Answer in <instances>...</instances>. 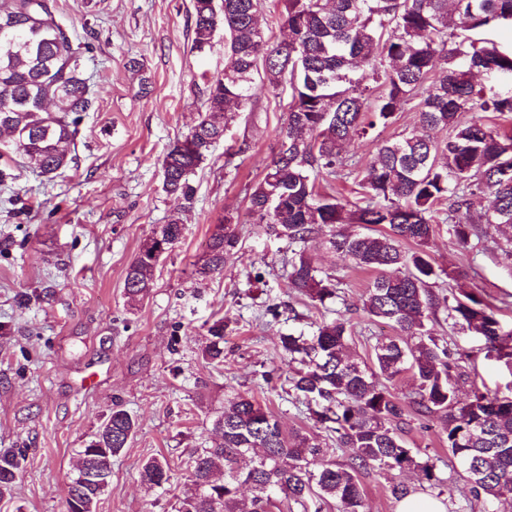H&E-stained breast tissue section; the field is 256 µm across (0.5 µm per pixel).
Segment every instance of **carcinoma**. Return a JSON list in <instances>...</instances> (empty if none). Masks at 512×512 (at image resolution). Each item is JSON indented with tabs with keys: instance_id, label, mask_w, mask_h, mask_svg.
I'll use <instances>...</instances> for the list:
<instances>
[{
	"instance_id": "obj_1",
	"label": "carcinoma",
	"mask_w": 512,
	"mask_h": 512,
	"mask_svg": "<svg viewBox=\"0 0 512 512\" xmlns=\"http://www.w3.org/2000/svg\"><path fill=\"white\" fill-rule=\"evenodd\" d=\"M195 0L194 48L211 47L217 26L224 27V74L206 87L198 122L163 157V188L187 206L195 201L192 176L214 143L224 138L230 107L252 97L256 75L276 88L288 82L291 100L281 142L288 157L274 158L250 195L259 220L280 226L290 243H301L289 261V287L320 304L339 297L336 279L322 270L305 244L323 237L329 253L376 272L363 302L372 319L392 324L401 335L380 338L373 367L345 354L351 336L341 314L322 322L311 336L280 337L289 368V391L336 448L353 450L348 463L328 455L318 435L301 429L285 432L272 411L251 396L225 399L214 421L220 441L192 456L191 492L177 512H273L284 502L304 512H364L359 482L363 471L391 476L422 473L428 487L441 479L402 438L414 414L439 424L457 462L456 475L469 495L483 500L486 512L512 500V395L474 388L466 401L457 394L458 359L426 328L435 300V280L450 271L433 265L426 247L434 235L436 205L448 203V223L458 245L475 234L468 196L489 192L494 205L479 221L495 229L512 226V134L489 126L483 113H512V50L463 31L512 25V0H283L277 17L287 38L268 44L257 27L262 0H224V13ZM52 0H0V141L10 152L35 165L50 181L73 160L79 126L95 105L82 62L93 44L73 39L52 11ZM486 73L507 86H476ZM418 100L425 133L383 142L358 185L365 205H349L336 196L332 181L343 172L345 146L387 126L398 109ZM475 113L467 124L458 114ZM450 129L440 139L437 132ZM326 190L319 191V179ZM350 224L371 227L352 234ZM165 250L183 237L178 216L159 225ZM413 242L414 249L404 243ZM238 236L232 218L216 226L207 251L194 264L209 276L224 268ZM141 243L127 267L124 288L131 300L151 290L156 265L144 258ZM452 325L482 340L486 356L512 371V329L489 303L472 292L452 296L447 305ZM202 350L208 361H224V318L208 328ZM415 380L401 401L379 378L392 382L403 373ZM135 420L114 409L81 451L94 467L111 472L112 458L128 445ZM23 450L0 451V500L13 494ZM164 458L147 460L142 481L163 488L170 480ZM251 486L249 502L240 488ZM104 487L88 483L68 496L67 512H96Z\"/></svg>"
}]
</instances>
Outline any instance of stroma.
<instances>
[{
  "mask_svg": "<svg viewBox=\"0 0 512 512\" xmlns=\"http://www.w3.org/2000/svg\"><path fill=\"white\" fill-rule=\"evenodd\" d=\"M55 6L76 39L95 45L85 71L96 104L63 174L42 183L19 157L0 184V450L24 451L13 496L0 500V512H65L78 454L116 406L137 428L112 461L96 512H176L190 484L186 462L196 449L214 445L212 423L225 397L254 396L284 430L315 432L282 390V378L264 377L282 364L283 333L344 314L352 332L348 352L368 364L377 338L394 330L366 316L363 301L375 274L351 260L319 257L340 286L332 307L298 297L287 279L292 244L249 212L250 194L278 151L288 84L256 82L251 100L234 110L223 140L197 169L194 206L184 207L163 190L162 160L196 123L208 79L224 72L223 29L200 52L193 47L194 0H55ZM419 130L410 101L392 125L348 145L353 175L336 180L337 196L360 202L353 177L366 171L378 144ZM228 214L239 244L222 271L199 277L193 264ZM174 215L185 227L180 243L157 266L149 296L130 300L128 265L143 239ZM437 216L427 250L435 267L456 277L434 284L437 303L427 328L447 340L469 375L460 397L475 385L512 393V372L451 328L444 303L463 290L481 294L512 327L508 235L497 231L461 247L445 211ZM272 304L292 306L295 318L267 316ZM217 311L225 325L219 364L201 357L206 323ZM404 439L440 478L453 479V494L441 496L446 512H485L455 480L456 464L436 423L409 417ZM161 456L172 479L152 490L141 467Z\"/></svg>",
  "mask_w": 512,
  "mask_h": 512,
  "instance_id": "obj_1",
  "label": "stroma"
}]
</instances>
